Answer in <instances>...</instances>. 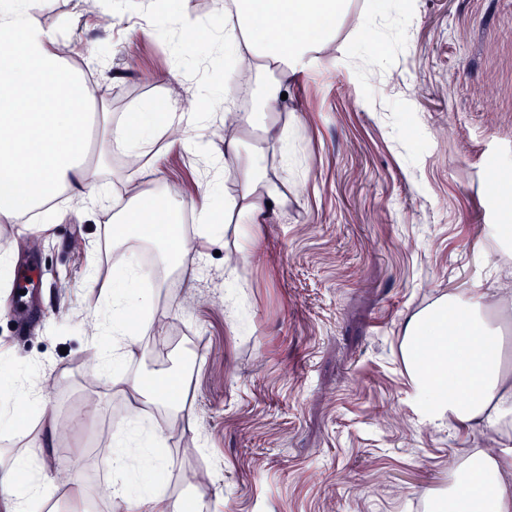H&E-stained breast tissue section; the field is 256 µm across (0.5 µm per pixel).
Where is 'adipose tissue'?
<instances>
[{
	"instance_id": "ef3b65f1",
	"label": "adipose tissue",
	"mask_w": 512,
	"mask_h": 512,
	"mask_svg": "<svg viewBox=\"0 0 512 512\" xmlns=\"http://www.w3.org/2000/svg\"><path fill=\"white\" fill-rule=\"evenodd\" d=\"M45 2L0 0V43L8 46L0 54V223L23 224L34 217L47 227L69 210H112L118 225L112 246L119 263L106 296L109 314L100 322L95 342L100 382L124 398L130 413H144L150 405L165 411L164 421L149 432L128 428L115 436L112 469L125 474L138 461L157 473L167 465L158 443L192 427L183 412L188 386L165 388L118 366L139 341L134 314L154 305L153 292L139 287L151 272L128 246L121 227L134 225L143 236L169 242L185 256L193 246L169 230L178 221L174 192L150 193L133 174L125 193L101 198L86 140V110L93 94L63 64L57 32L39 24L36 12ZM350 6L351 0H216L224 24L204 33L175 8L161 11L149 0L153 29L176 26L182 47L206 38L218 42L237 59L249 60L268 80L260 119L238 111L236 88L226 83L202 91L191 113L177 111L167 101H150L108 127L106 150L124 155L135 173L176 125L206 130L220 121L224 153L209 158L213 176L198 187L190 205L199 236H231L232 246L224 251L229 274H237L256 247L257 226L288 205L279 174L262 162L269 155L280 164L288 162L281 94L319 48L335 40ZM230 175L239 182L233 196L224 192V179ZM510 310L511 288H471L440 294L401 324V356L418 421L431 428L449 423L480 426L498 436L495 451L472 452L449 474L447 486L430 492L432 512H512V367L504 362L503 336L488 321L489 315ZM9 387L37 408L42 421L41 432L26 451L0 457V512H27L51 480V462L64 427L32 370L15 376ZM107 496L120 512H210L204 498L172 497L151 484L134 492L124 483Z\"/></svg>"
}]
</instances>
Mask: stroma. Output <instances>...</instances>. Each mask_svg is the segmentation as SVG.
<instances>
[{
    "mask_svg": "<svg viewBox=\"0 0 512 512\" xmlns=\"http://www.w3.org/2000/svg\"><path fill=\"white\" fill-rule=\"evenodd\" d=\"M381 41L358 46L361 17ZM39 23L69 40L70 62L88 51L93 146L105 113L120 117L168 98L181 111L196 92L238 78L254 106L259 80L229 65L214 42L174 64L164 29L136 4L103 21L76 0H51ZM285 174L288 207L259 225V246L239 270L246 324L227 315L224 258L195 243L197 272L161 246L150 255L156 295L140 319L129 371L190 374L192 429L165 444L164 492L204 494L210 512H428V491L448 482L449 462L496 445L494 433L418 423L400 356L406 316L453 288L493 286L484 225L502 223L512 198V0H352L334 42L290 86ZM154 187L194 193L206 179L195 148L160 143L143 176ZM101 214L66 215L50 231L0 223L12 255L0 280V362L37 367L61 421L77 417L31 512L61 507L60 483L82 482L95 512H114L110 445L124 400L108 394L92 363L96 318L106 309L116 257ZM32 272L37 316L14 304L11 281Z\"/></svg>",
    "mask_w": 512,
    "mask_h": 512,
    "instance_id": "1",
    "label": "stroma"
}]
</instances>
